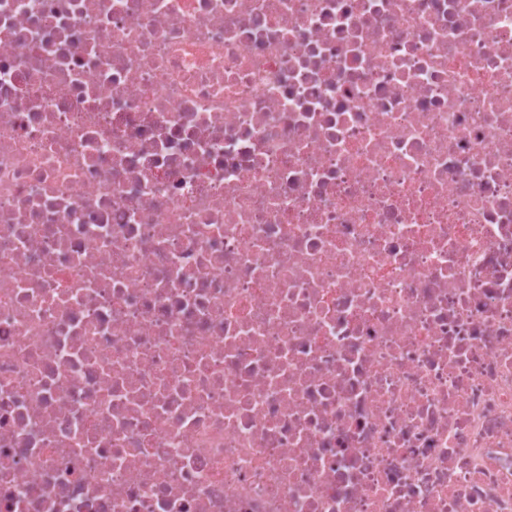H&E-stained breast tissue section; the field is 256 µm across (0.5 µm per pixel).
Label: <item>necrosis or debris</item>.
<instances>
[{
    "label": "necrosis or debris",
    "instance_id": "necrosis-or-debris-1",
    "mask_svg": "<svg viewBox=\"0 0 512 512\" xmlns=\"http://www.w3.org/2000/svg\"><path fill=\"white\" fill-rule=\"evenodd\" d=\"M0 512H512V0H0Z\"/></svg>",
    "mask_w": 512,
    "mask_h": 512
}]
</instances>
